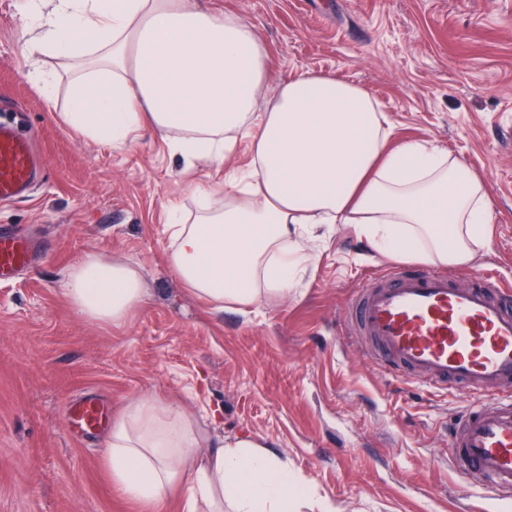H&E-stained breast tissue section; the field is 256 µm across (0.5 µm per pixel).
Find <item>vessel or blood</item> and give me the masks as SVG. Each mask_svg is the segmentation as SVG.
<instances>
[{
    "mask_svg": "<svg viewBox=\"0 0 512 512\" xmlns=\"http://www.w3.org/2000/svg\"><path fill=\"white\" fill-rule=\"evenodd\" d=\"M37 168L29 138L0 126V203L25 197ZM38 247L0 226V278L28 269ZM347 317L388 374L476 398L451 432L454 468L511 493L512 288L491 277L463 285L396 267L359 289ZM105 418L103 405L86 399L69 408L66 421L68 429L92 433Z\"/></svg>",
    "mask_w": 512,
    "mask_h": 512,
    "instance_id": "1",
    "label": "vessel or blood"
}]
</instances>
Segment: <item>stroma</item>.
Masks as SVG:
<instances>
[{"label": "stroma", "mask_w": 512, "mask_h": 512, "mask_svg": "<svg viewBox=\"0 0 512 512\" xmlns=\"http://www.w3.org/2000/svg\"><path fill=\"white\" fill-rule=\"evenodd\" d=\"M263 37L267 94L301 69L370 89L394 143L429 139L483 181L494 222L466 265L431 267L512 285V0H209ZM28 0H0V123L33 135L45 163L29 198L0 204V225L48 240L31 269L0 280V512H182L111 483L105 433L74 437L68 404L97 397L119 416L151 397L207 436L248 438L287 466L301 499L288 512H473L491 496L460 478L448 432L475 400L378 369L346 322L357 290L397 266L349 224L320 230L312 260L285 294L215 309L168 262L169 216L194 220V186L250 161L247 142L222 164L185 171L162 137L117 147L83 138L51 112L30 73L61 61L28 44ZM93 252L134 266L142 305L118 327L84 318L63 288Z\"/></svg>", "instance_id": "35a3bbf8"}]
</instances>
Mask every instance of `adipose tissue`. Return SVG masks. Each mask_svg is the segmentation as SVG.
Here are the masks:
<instances>
[{
	"label": "adipose tissue",
	"mask_w": 512,
	"mask_h": 512,
	"mask_svg": "<svg viewBox=\"0 0 512 512\" xmlns=\"http://www.w3.org/2000/svg\"><path fill=\"white\" fill-rule=\"evenodd\" d=\"M33 45L73 61L61 121L98 142L159 132L186 167L223 162L249 139L247 169L194 223L175 215L169 261L216 308L284 293L308 256L300 241L323 224H351L390 253L465 264L482 247L492 205L479 176L425 142L391 146L372 92L303 70L264 98L268 50L256 30L199 0H54ZM90 320L122 324L143 302L138 271L88 254L63 288ZM208 454L198 464L197 449ZM112 480L131 501L157 505L179 490L184 512H287L298 486L286 467L242 439L206 440L192 420L152 398L112 422Z\"/></svg>",
	"instance_id": "ef3b65f1"
}]
</instances>
